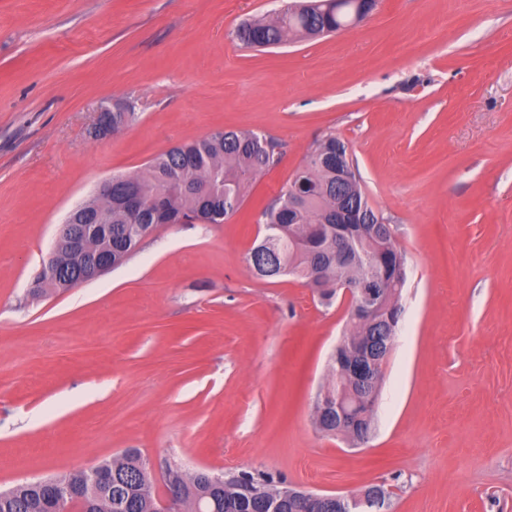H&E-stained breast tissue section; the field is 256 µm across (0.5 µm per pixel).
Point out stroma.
<instances>
[{
    "instance_id": "stroma-1",
    "label": "stroma",
    "mask_w": 512,
    "mask_h": 512,
    "mask_svg": "<svg viewBox=\"0 0 512 512\" xmlns=\"http://www.w3.org/2000/svg\"><path fill=\"white\" fill-rule=\"evenodd\" d=\"M282 0H0V490L139 449L162 484L247 471L389 489V512H512V0H379L361 24L246 48ZM138 119L92 136L101 106ZM279 164L221 224H163L123 265L29 285L78 203L216 129ZM405 254L369 440L319 431L350 327L249 265L262 208L327 136Z\"/></svg>"
}]
</instances>
